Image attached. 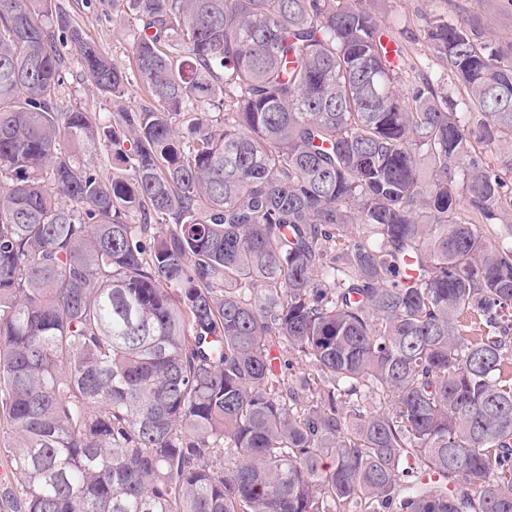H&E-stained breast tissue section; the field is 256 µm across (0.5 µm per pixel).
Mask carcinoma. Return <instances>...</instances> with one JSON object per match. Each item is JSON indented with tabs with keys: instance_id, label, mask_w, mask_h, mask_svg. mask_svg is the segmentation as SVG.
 Masks as SVG:
<instances>
[{
	"instance_id": "obj_1",
	"label": "carcinoma",
	"mask_w": 512,
	"mask_h": 512,
	"mask_svg": "<svg viewBox=\"0 0 512 512\" xmlns=\"http://www.w3.org/2000/svg\"><path fill=\"white\" fill-rule=\"evenodd\" d=\"M125 2L129 73L0 0V506L512 512V45L435 17L453 101L364 0ZM68 64L62 97L65 106L83 107L91 112L99 113L102 117L112 120V100L101 97L90 87L80 66L76 63V56H68Z\"/></svg>"
}]
</instances>
